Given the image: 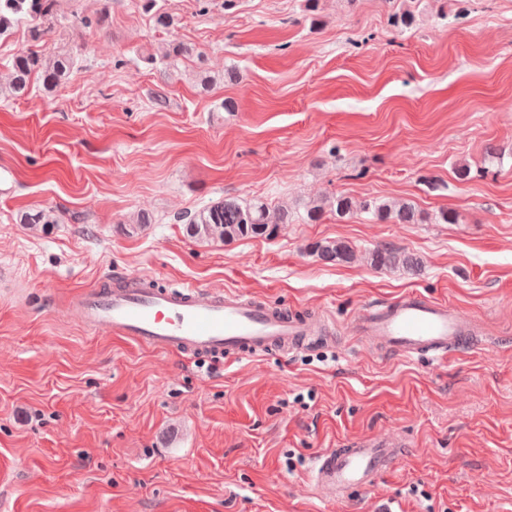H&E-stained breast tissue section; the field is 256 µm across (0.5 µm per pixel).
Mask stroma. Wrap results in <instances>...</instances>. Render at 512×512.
Instances as JSON below:
<instances>
[{"label":"stroma","instance_id":"35a3bbf8","mask_svg":"<svg viewBox=\"0 0 512 512\" xmlns=\"http://www.w3.org/2000/svg\"><path fill=\"white\" fill-rule=\"evenodd\" d=\"M158 4L173 28L140 0H58L45 54L76 64L51 93L36 78L7 90L30 23L0 37V512H512V0H319L314 24L303 0ZM404 12L413 25L394 26ZM173 40L193 55L140 62ZM339 195L459 220L329 211L271 240L184 232L226 197L301 212ZM37 209L58 223H21ZM324 238L351 262L313 255ZM381 246L419 268L371 266ZM120 273L244 293L332 333L186 361L75 316L80 291ZM412 292L474 316L480 336L437 361L353 333L359 309ZM369 436L403 459L370 489L321 494L319 453ZM309 248L327 263H348L353 258L351 247L342 240H320L309 244Z\"/></svg>","mask_w":512,"mask_h":512}]
</instances>
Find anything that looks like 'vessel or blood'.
<instances>
[{
  "instance_id": "b4317fda",
  "label": "vessel or blood",
  "mask_w": 512,
  "mask_h": 512,
  "mask_svg": "<svg viewBox=\"0 0 512 512\" xmlns=\"http://www.w3.org/2000/svg\"><path fill=\"white\" fill-rule=\"evenodd\" d=\"M74 309L91 329L188 359L234 361L319 344L311 316L241 293L193 284L161 288L138 276L83 291ZM353 322L361 337L385 352L435 360L464 349L478 325L447 300L415 293L364 307ZM402 454L392 440L378 437L329 448L319 454L312 481L323 494L340 498L372 486Z\"/></svg>"
}]
</instances>
